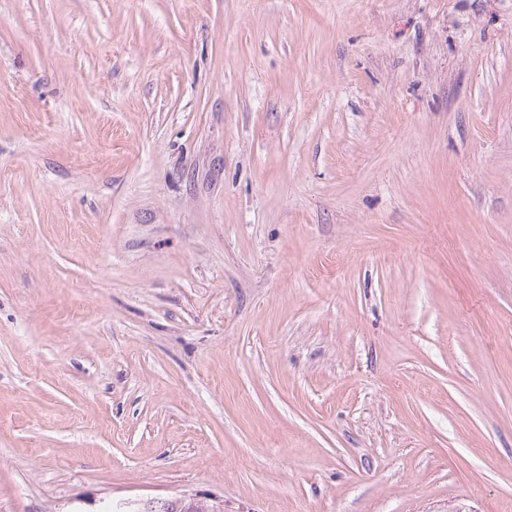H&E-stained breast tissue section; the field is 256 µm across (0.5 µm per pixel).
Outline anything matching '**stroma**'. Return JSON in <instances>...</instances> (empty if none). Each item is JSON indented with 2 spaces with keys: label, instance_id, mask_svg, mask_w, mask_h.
<instances>
[{
  "label": "stroma",
  "instance_id": "obj_1",
  "mask_svg": "<svg viewBox=\"0 0 512 512\" xmlns=\"http://www.w3.org/2000/svg\"><path fill=\"white\" fill-rule=\"evenodd\" d=\"M512 512V0H0V512Z\"/></svg>",
  "mask_w": 512,
  "mask_h": 512
}]
</instances>
